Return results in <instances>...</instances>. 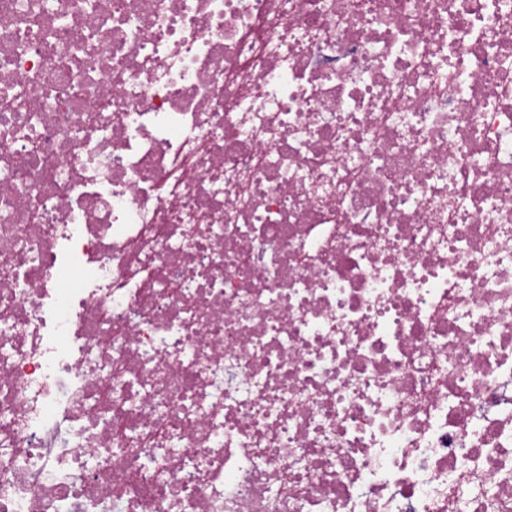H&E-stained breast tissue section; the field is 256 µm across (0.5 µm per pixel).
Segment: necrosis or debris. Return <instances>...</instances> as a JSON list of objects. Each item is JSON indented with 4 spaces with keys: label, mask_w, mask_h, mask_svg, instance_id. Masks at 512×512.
Instances as JSON below:
<instances>
[{
    "label": "necrosis or debris",
    "mask_w": 512,
    "mask_h": 512,
    "mask_svg": "<svg viewBox=\"0 0 512 512\" xmlns=\"http://www.w3.org/2000/svg\"><path fill=\"white\" fill-rule=\"evenodd\" d=\"M0 512H512V0H0Z\"/></svg>",
    "instance_id": "obj_1"
}]
</instances>
